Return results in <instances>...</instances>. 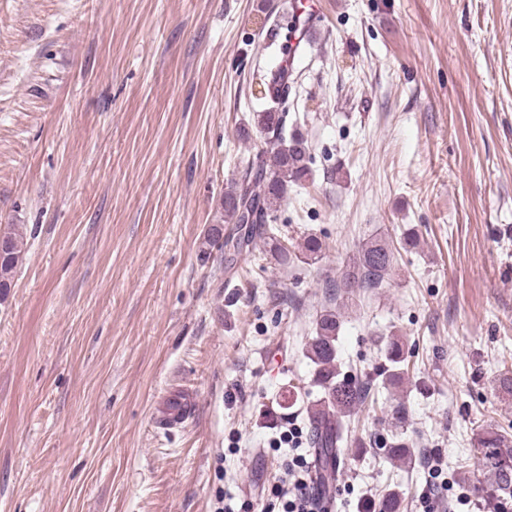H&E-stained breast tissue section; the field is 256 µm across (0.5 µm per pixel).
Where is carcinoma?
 <instances>
[{
  "mask_svg": "<svg viewBox=\"0 0 512 512\" xmlns=\"http://www.w3.org/2000/svg\"><path fill=\"white\" fill-rule=\"evenodd\" d=\"M268 80V96L277 105L288 101L292 85L288 70L278 66L265 76ZM285 113L272 110L259 112L257 124L272 132V140L266 149L258 152V162L253 174L241 182L231 184L221 199L220 209L224 224L210 226L202 241V252L223 249L229 241L222 236L223 226L235 228L245 223V212H252L253 221L246 244L261 241L269 245V251L277 262L285 264L293 260V254L277 238L269 221L274 212L288 197L291 187L298 185L310 174L312 154L302 135L283 133ZM7 250L0 256V291L7 292L13 273L24 253V233L18 225L0 233ZM393 248L374 240L362 245L352 265L343 272L338 287L380 288L395 269ZM340 314L327 310L316 322L315 335L305 345V356L313 366L314 380L323 390L319 403L308 410L311 443L318 469L316 480L324 486L339 476L337 462L342 448L348 445V429L344 419L359 410L368 399L372 384L359 381L342 372L337 359V340L340 330ZM389 363L388 375L382 385H391L402 378L405 361L404 342L398 336L389 340L386 351ZM473 447L490 479L492 492L497 497L512 494V440L488 425L474 439ZM403 495L390 491L379 500L378 512H401Z\"/></svg>",
  "mask_w": 512,
  "mask_h": 512,
  "instance_id": "1",
  "label": "carcinoma"
}]
</instances>
